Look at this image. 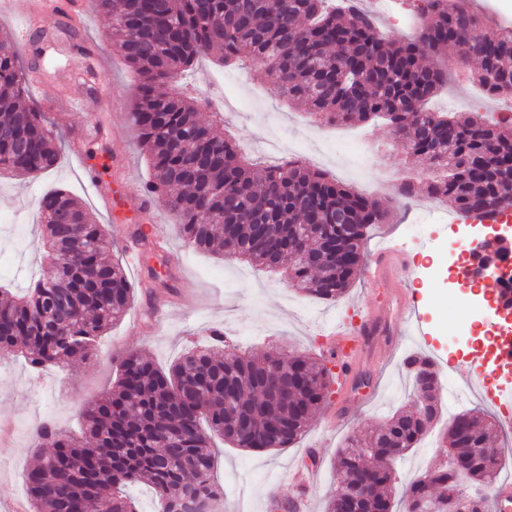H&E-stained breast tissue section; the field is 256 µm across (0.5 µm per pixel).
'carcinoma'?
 I'll use <instances>...</instances> for the list:
<instances>
[{"mask_svg": "<svg viewBox=\"0 0 512 512\" xmlns=\"http://www.w3.org/2000/svg\"><path fill=\"white\" fill-rule=\"evenodd\" d=\"M109 18L112 42L138 76L131 120L148 156L146 191L182 228L196 251L222 252L250 265L276 269L318 300L334 302L363 265L365 230L382 224V202L289 161L262 172L236 145L216 136L198 116L194 98L171 80L201 57L225 64L261 60L288 101L308 106L330 124L384 119L395 136L445 175L427 193L459 215L512 208V129L483 117L429 112L428 99L448 82L440 65H425L452 44L457 62L479 64L477 85L490 97H512V28L490 30L470 0H426L416 37L386 40L375 17L349 0H91ZM28 77L12 35L0 31V172L35 179L58 162V136L27 93ZM41 246L58 268L52 286L31 278L14 295L0 287V356L20 353L34 369L62 368L87 357L99 338L127 312L132 288L119 262L107 259L109 232L92 221L64 190L40 201ZM322 224L342 218L347 260L335 270L316 265L326 245ZM184 354L167 369L143 353L118 360L112 390L87 403L83 431L72 438L47 424L39 446L51 449L29 469L33 512H136L121 494L148 481L165 502L195 496L213 483L211 435L236 448H286L306 431L327 401L329 370L322 361L269 353L251 359L227 348L224 336ZM410 379L434 363L412 353L403 361ZM425 418L396 411L367 439L356 437L336 454L340 484L325 512H340L341 494L356 480L371 481L364 512L392 508L384 468L417 447ZM492 423L466 410L442 444L464 462L420 474L408 483L404 512H448L457 486H492L501 457H487ZM431 485L438 495L426 499Z\"/></svg>", "mask_w": 512, "mask_h": 512, "instance_id": "cac0c4a2", "label": "carcinoma"}]
</instances>
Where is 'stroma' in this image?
Listing matches in <instances>:
<instances>
[{"instance_id": "obj_1", "label": "stroma", "mask_w": 512, "mask_h": 512, "mask_svg": "<svg viewBox=\"0 0 512 512\" xmlns=\"http://www.w3.org/2000/svg\"><path fill=\"white\" fill-rule=\"evenodd\" d=\"M81 29L93 49L91 59L101 73L96 86L84 85L80 80L83 61L70 54L64 42L51 45L44 58L23 60L24 66H37L36 79L44 83L47 98L62 101L80 97L87 99L88 106L81 112L69 111L62 105L46 109L45 115L61 144L60 158L53 169L36 180L0 175V216L6 218L5 223H0V282L17 294L25 290L31 275L46 264L45 252L37 245L36 224L38 202L47 192L66 190L83 202L96 223L112 226L108 257L114 261L124 260L125 236L143 222L142 216L128 205L130 198L141 194L149 175L147 156L130 119L137 78L114 49L107 18L88 13ZM455 56L452 48L443 55L449 63L448 84L430 100V108L443 112L449 98L475 97L473 71L454 66ZM223 74L252 87L266 101L267 110L263 113L235 107L231 102L220 112L217 133L231 136L249 158L269 165L264 144L274 134L282 145L302 148L310 157L308 166L312 169L317 166L312 159L316 147L340 156L354 154V146L336 141L328 125L307 116L304 107L289 104L258 62L241 68L223 67L217 58L209 57L182 74L179 84L197 97L203 117L211 115L208 101L215 79ZM87 123L99 130L93 141L97 156L87 160L85 171L80 172L70 158L72 136ZM314 130L324 135L322 145L310 140L309 134ZM350 130L364 141L368 175L389 169L402 179L421 171V162L407 153L385 121L354 124ZM87 176L100 177L109 184L114 200L112 212H105L100 204L88 200L82 183ZM388 206L389 220L370 230L365 253L373 255L386 240L398 247L389 270L391 286L413 295L421 309L423 333H415L408 316L394 315L393 343L375 337L370 351L355 368L357 377L368 378V386L351 391L332 387L327 405L317 412L311 427L294 445L248 450L219 444L214 476L226 489L224 512H274V500L296 491L292 469L311 465L317 473L308 492L309 512H322L337 485V449L348 437L366 436L397 409L411 404V384L402 367L403 353L411 350L431 356L437 363L440 382L461 388L469 381L468 367L478 358L476 350L483 335L492 334L500 326V319L487 304L476 315L471 331L457 337L448 334L451 296L481 295L488 303L495 298L493 290L484 291L479 285L426 270V263L443 264L448 245L465 232L458 223H420L427 208L435 206L445 212L448 204L422 191L411 200L389 198ZM153 217L165 229L167 249L173 258L169 265L173 289L165 291L151 278L150 271L158 267L161 254L146 249L139 272L128 275L133 286L130 310L132 314L140 313L139 323L126 317L113 324L102 336L97 353L73 360L65 369L50 367L35 373L22 358L0 361V424L10 428L9 439L0 440V485H7L12 491L11 498L0 499V512H13V500L27 498L24 474L36 461V427L51 422L78 431L85 404L112 387L116 378L113 356L130 350L142 352L165 368L189 344H207L210 330L219 328L236 352L260 357L283 351L320 358L324 355L325 338L336 323L352 320L360 308L379 298L363 273L348 294L334 303L310 298L282 269L266 272L253 267L248 279H236L237 262L188 247L176 221L163 207H155ZM502 384V374L481 373L479 388L470 402L472 408L484 412L498 425L512 419V403L501 405L496 401ZM429 442V448L413 449L399 462L396 491H403L405 483L416 475L443 464L439 432H432Z\"/></svg>"}]
</instances>
